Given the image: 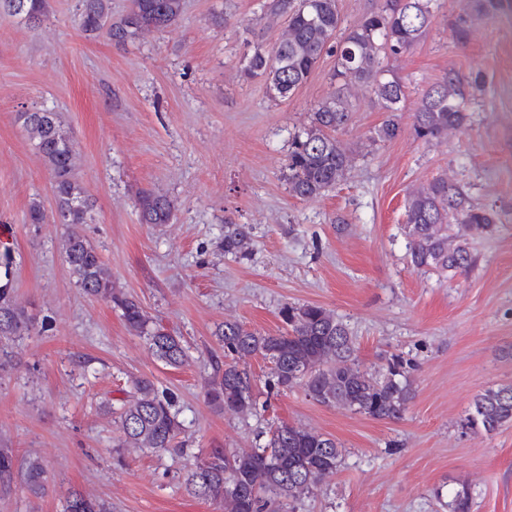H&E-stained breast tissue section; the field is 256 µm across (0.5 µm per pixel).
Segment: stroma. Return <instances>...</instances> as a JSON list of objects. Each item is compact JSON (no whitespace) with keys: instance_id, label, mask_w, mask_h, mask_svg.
Instances as JSON below:
<instances>
[{"instance_id":"35a3bbf8","label":"stroma","mask_w":512,"mask_h":512,"mask_svg":"<svg viewBox=\"0 0 512 512\" xmlns=\"http://www.w3.org/2000/svg\"><path fill=\"white\" fill-rule=\"evenodd\" d=\"M48 3L35 29L0 12V240L16 253L17 303L50 325L13 345L0 372V448L40 457L46 492L15 485L0 512H61L73 489L112 512H224L185 489L190 464L215 449L250 450L284 423L346 449L299 512H450L461 488L471 512H512V425L492 434L466 425L476 395L512 384V11L440 0L426 37L391 61L407 91L402 135L372 143L386 114L368 88L351 87L352 118L337 134L352 151L348 171L323 197L301 200L284 180L288 134L333 92L335 57L274 102L263 80L241 76L254 47L271 49L285 33V22L261 18V0H183L177 24L127 46L87 37L80 0ZM224 8L226 24L214 18ZM447 73L469 119L417 140V103ZM42 108L74 142L73 174L93 203L89 241L115 288L184 337L182 365L155 358L117 309L76 287L64 225L27 224L32 201L54 210L48 170L18 118ZM438 177L496 216L492 232L470 234L473 266L445 278L412 269L404 228L410 194ZM142 188L174 201L171 223H140ZM228 221L251 228L245 258L224 254ZM287 303L334 311L369 370L394 354L411 362L404 417L372 419L299 386L264 393L271 364L259 355L247 367L263 409L240 417L208 405L204 383L224 356L218 326L275 334ZM142 377L174 396L183 453L116 449L118 425L99 408L119 406Z\"/></svg>"}]
</instances>
